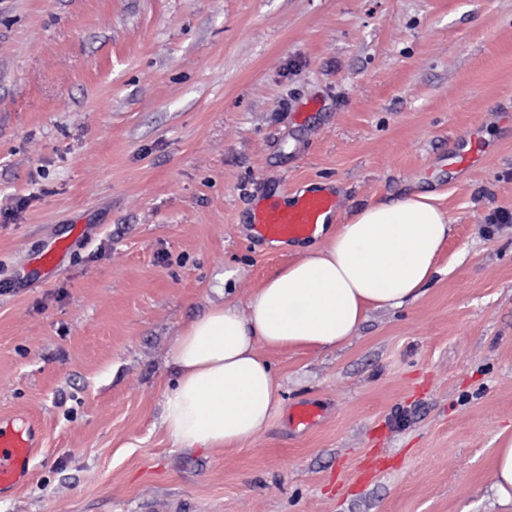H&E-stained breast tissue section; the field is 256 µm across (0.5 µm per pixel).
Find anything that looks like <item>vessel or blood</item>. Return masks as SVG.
Here are the masks:
<instances>
[{"label": "vessel or blood", "mask_w": 512, "mask_h": 512, "mask_svg": "<svg viewBox=\"0 0 512 512\" xmlns=\"http://www.w3.org/2000/svg\"><path fill=\"white\" fill-rule=\"evenodd\" d=\"M335 206V199L328 194H301L290 205L271 204L257 210L251 232L265 242L305 240ZM34 438L32 428L0 426V489L17 485L28 474Z\"/></svg>", "instance_id": "vessel-or-blood-1"}]
</instances>
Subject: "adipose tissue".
Instances as JSON below:
<instances>
[{
    "label": "adipose tissue",
    "instance_id": "1",
    "mask_svg": "<svg viewBox=\"0 0 512 512\" xmlns=\"http://www.w3.org/2000/svg\"><path fill=\"white\" fill-rule=\"evenodd\" d=\"M440 195L410 191L335 225L323 217L316 244L274 271L245 304H212L171 348L174 377L161 426L185 450L240 449L281 408L282 384L265 351L345 346L369 311L419 299L438 272L451 232ZM494 502L512 512V435L491 460Z\"/></svg>",
    "mask_w": 512,
    "mask_h": 512
}]
</instances>
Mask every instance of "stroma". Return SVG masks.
<instances>
[{
    "label": "stroma",
    "instance_id": "1",
    "mask_svg": "<svg viewBox=\"0 0 512 512\" xmlns=\"http://www.w3.org/2000/svg\"><path fill=\"white\" fill-rule=\"evenodd\" d=\"M311 183L344 220L442 193L439 273L343 348L267 352L283 405L245 449L177 448L176 334L294 258L249 224ZM502 210L512 0H0V420L38 434L0 512H496Z\"/></svg>",
    "mask_w": 512,
    "mask_h": 512
}]
</instances>
